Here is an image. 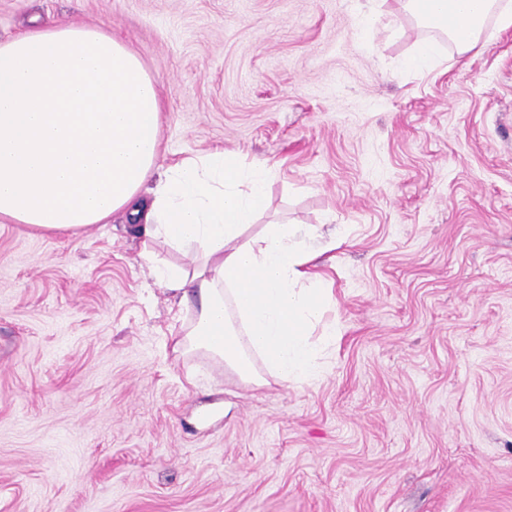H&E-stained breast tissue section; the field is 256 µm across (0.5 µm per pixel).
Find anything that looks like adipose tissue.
<instances>
[{
	"mask_svg": "<svg viewBox=\"0 0 512 512\" xmlns=\"http://www.w3.org/2000/svg\"><path fill=\"white\" fill-rule=\"evenodd\" d=\"M458 54L484 46L486 16L512 26V0H405ZM160 86L120 39L75 24L36 26L0 40V222L77 233L126 213L182 255L159 284L194 300L195 321L175 346L201 349L243 382H309L320 373L315 328L331 297L314 260L311 224H267L271 168L214 152L158 165Z\"/></svg>",
	"mask_w": 512,
	"mask_h": 512,
	"instance_id": "ef3b65f1",
	"label": "adipose tissue"
}]
</instances>
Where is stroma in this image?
Returning <instances> with one entry per match:
<instances>
[{"instance_id":"stroma-1","label":"stroma","mask_w":512,"mask_h":512,"mask_svg":"<svg viewBox=\"0 0 512 512\" xmlns=\"http://www.w3.org/2000/svg\"><path fill=\"white\" fill-rule=\"evenodd\" d=\"M0 0L101 26L162 86L159 163L272 168L320 224L338 336L311 383L176 351L181 263L113 216L0 223V512H512V27L459 56L402 0ZM434 38L439 61L408 66Z\"/></svg>"}]
</instances>
